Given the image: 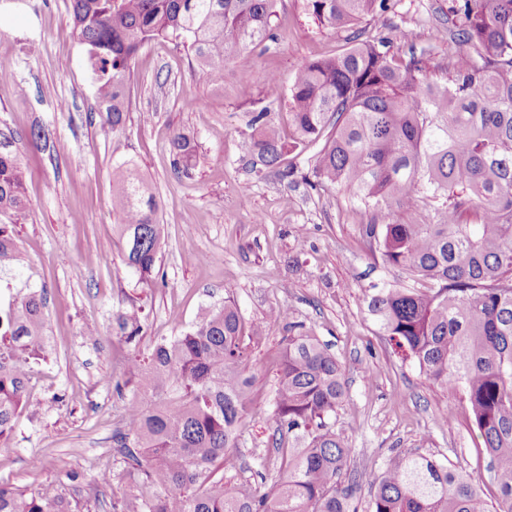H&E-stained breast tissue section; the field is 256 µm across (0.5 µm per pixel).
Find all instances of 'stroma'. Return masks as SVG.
<instances>
[{
	"mask_svg": "<svg viewBox=\"0 0 512 512\" xmlns=\"http://www.w3.org/2000/svg\"><path fill=\"white\" fill-rule=\"evenodd\" d=\"M453 0H394L386 13L350 30L319 26L304 0H279L269 51L228 64L224 79L204 77L192 55L167 40L144 46L132 63L126 128L115 134L94 113V79L73 37L70 0H0V121L16 130L28 168V209L13 226L19 263L0 269V300L45 292L48 360L32 364L29 405L0 440V482L53 492L65 472L83 476L75 497L86 512H112L128 487L112 435L130 399L150 398L146 380L123 391L112 372L127 357L148 354L160 338L180 335L209 307L234 300L245 323L266 330L251 346L253 403L237 465L272 455L276 362L284 330L269 322L290 308L342 365L348 398L338 428L353 450L356 473L380 469L393 449L412 448L479 481L489 507L498 491L459 391L433 386L416 363L383 336L364 295L401 274L370 253L362 226L370 216L340 187H310V155L293 179L252 170L246 143L251 112L285 94L306 62L341 52L351 40L389 38L392 53L425 50L426 80L445 82L460 48ZM275 73L280 83L267 85ZM52 136L31 138L33 127ZM192 135L196 166L174 176L169 140ZM133 162L156 195L165 275L139 284L124 263L112 209L119 168ZM208 262H199V255ZM134 311L141 332L127 342L116 317ZM454 408L444 421L440 414ZM110 468L103 484L100 468Z\"/></svg>",
	"mask_w": 512,
	"mask_h": 512,
	"instance_id": "35a3bbf8",
	"label": "stroma"
}]
</instances>
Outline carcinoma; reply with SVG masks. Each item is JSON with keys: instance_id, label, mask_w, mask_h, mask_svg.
<instances>
[{"instance_id": "carcinoma-1", "label": "carcinoma", "mask_w": 512, "mask_h": 512, "mask_svg": "<svg viewBox=\"0 0 512 512\" xmlns=\"http://www.w3.org/2000/svg\"><path fill=\"white\" fill-rule=\"evenodd\" d=\"M277 0H71L73 31L95 75V110L120 133L128 112L131 63L146 44L169 39L186 47L209 80L227 64L274 39ZM320 25L351 28L389 10L390 0H305ZM463 23L451 40L466 47L444 84L421 78L424 52L406 60L384 40L361 41L305 63L288 88L291 134L283 137L269 98L249 122L253 161L282 179L286 157L323 142L312 168L317 184H338L366 211L362 235L407 282L372 288L368 311L379 330L407 348L426 379L461 391L483 439L499 492L490 510L478 484L411 449L364 474L369 512H512V0H457ZM16 136L0 127V214L22 216L25 169ZM175 171L197 163V144L176 131ZM125 264L142 283L160 276L157 203L131 166L112 201ZM401 214L413 218L409 223ZM19 260L8 224H0V268ZM126 341L141 331L136 313L118 315ZM287 336L277 369L272 448L281 482L260 492L212 467L239 447L253 401L250 342L230 300L204 310L182 334L160 338L145 359L121 366L123 381L144 376L159 401L133 399L112 440L126 449L129 489L112 512H357L352 449L338 432L347 398L341 364L288 308L270 313ZM43 294L0 307V440L28 405L31 363L48 355ZM55 493L0 484V512H84L70 489Z\"/></svg>"}]
</instances>
